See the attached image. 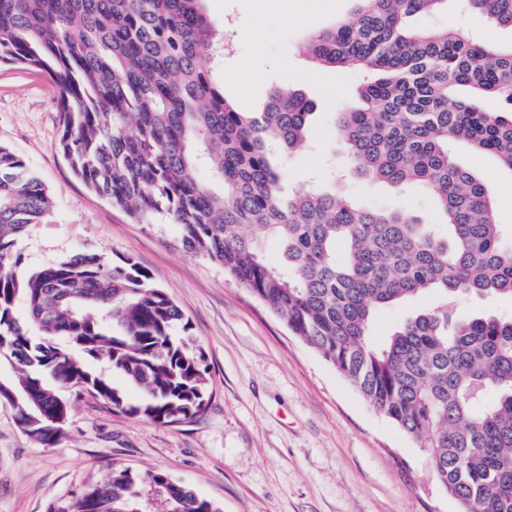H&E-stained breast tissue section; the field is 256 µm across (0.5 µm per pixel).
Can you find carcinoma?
Wrapping results in <instances>:
<instances>
[{
  "mask_svg": "<svg viewBox=\"0 0 512 512\" xmlns=\"http://www.w3.org/2000/svg\"><path fill=\"white\" fill-rule=\"evenodd\" d=\"M203 2L0 0V63L58 86V147L76 176L139 221L180 225L187 251L220 263L430 458L458 512H512V318L455 309L459 297L512 298V246L489 188L448 148L489 153L512 174V47L413 25L447 0H359L353 20L307 46L321 64L369 74L358 105L336 114L355 173L429 193L445 239L409 208L356 204L328 184L286 195L313 105L273 87L260 111L234 109L209 69L224 36ZM466 2L512 28V0ZM50 210L0 145V359L14 373L0 380V404L45 448L69 419L59 386L161 425L198 416L210 390L203 354L175 334L189 321L146 269L75 253L19 271L17 240ZM427 293L432 305L374 333L384 308ZM102 360L137 402L91 371ZM144 478L161 512H220L164 473ZM144 478L114 467L64 512H148Z\"/></svg>",
  "mask_w": 512,
  "mask_h": 512,
  "instance_id": "obj_1",
  "label": "carcinoma"
}]
</instances>
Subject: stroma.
<instances>
[{"label":"stroma","instance_id":"1","mask_svg":"<svg viewBox=\"0 0 512 512\" xmlns=\"http://www.w3.org/2000/svg\"><path fill=\"white\" fill-rule=\"evenodd\" d=\"M204 6L235 35L233 56L214 73L235 109L259 110L275 85L300 90L314 104L308 147L288 163L290 186H306L335 168L346 172L341 189L357 203L422 209L418 195L404 197L348 173L335 114L355 106L362 73L319 65L301 50L312 35L353 19L357 0H205ZM416 22L495 47L512 45V29L455 0ZM58 97L46 75L0 63V145L25 161L53 200L44 223L15 246L22 269L78 252L138 262L188 319L211 396L200 417L160 425L69 386L62 390L70 402L66 434L50 448L27 437L10 407L0 405V512H57L112 467L164 472L222 512H457L429 458L220 264L187 252L180 225L164 217L140 223L73 175L58 148ZM455 154L490 189L498 223L512 228V175L468 146H456Z\"/></svg>","mask_w":512,"mask_h":512}]
</instances>
